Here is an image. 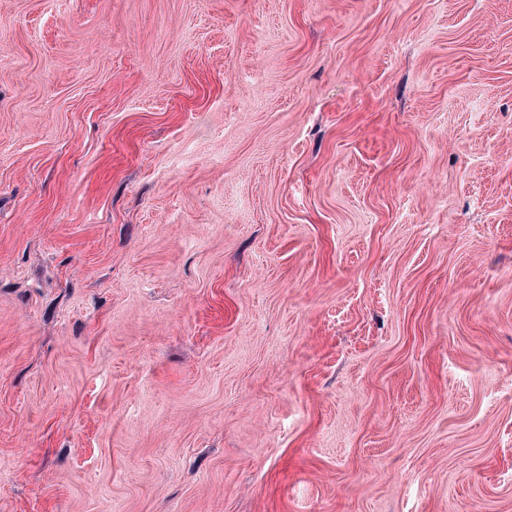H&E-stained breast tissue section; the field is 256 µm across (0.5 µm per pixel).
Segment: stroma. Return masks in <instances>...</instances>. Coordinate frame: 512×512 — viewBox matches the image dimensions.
I'll return each mask as SVG.
<instances>
[{
	"label": "stroma",
	"instance_id": "stroma-1",
	"mask_svg": "<svg viewBox=\"0 0 512 512\" xmlns=\"http://www.w3.org/2000/svg\"><path fill=\"white\" fill-rule=\"evenodd\" d=\"M0 512H512V0H0Z\"/></svg>",
	"mask_w": 512,
	"mask_h": 512
}]
</instances>
